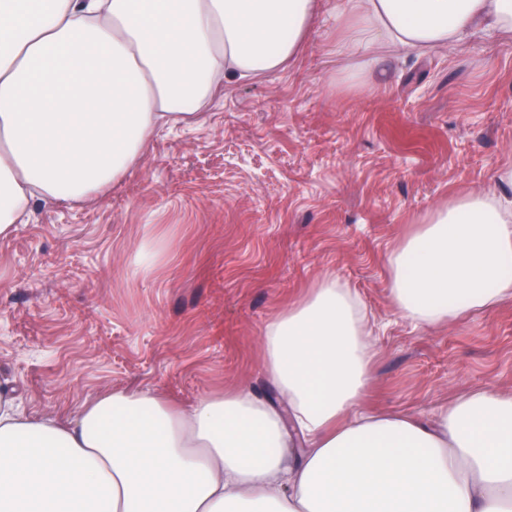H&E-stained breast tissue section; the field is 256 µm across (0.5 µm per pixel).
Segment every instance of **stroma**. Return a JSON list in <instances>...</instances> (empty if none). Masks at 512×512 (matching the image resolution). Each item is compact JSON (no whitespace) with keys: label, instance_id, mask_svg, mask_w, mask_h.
<instances>
[{"label":"stroma","instance_id":"stroma-1","mask_svg":"<svg viewBox=\"0 0 512 512\" xmlns=\"http://www.w3.org/2000/svg\"><path fill=\"white\" fill-rule=\"evenodd\" d=\"M323 0L285 71L225 86L189 125L81 205L34 204L0 237V370L29 416H75L115 390L184 405L262 388L261 336L324 276L365 301L370 398L429 417L473 387L512 395V304L427 329L399 318L387 253L512 160V36L402 56L338 88L337 6Z\"/></svg>","mask_w":512,"mask_h":512}]
</instances>
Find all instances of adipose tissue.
<instances>
[{
  "mask_svg": "<svg viewBox=\"0 0 512 512\" xmlns=\"http://www.w3.org/2000/svg\"><path fill=\"white\" fill-rule=\"evenodd\" d=\"M317 0H0V235L34 203L84 204L191 123L225 84L283 71ZM336 43L365 86L375 44L426 52L512 33V0H346ZM386 256L417 327L512 299V163ZM359 294L324 277L264 330L263 396L190 408L110 391L71 420L20 410L0 377V512H512V395L474 390L428 418L375 412Z\"/></svg>",
  "mask_w": 512,
  "mask_h": 512,
  "instance_id": "adipose-tissue-1",
  "label": "adipose tissue"
}]
</instances>
